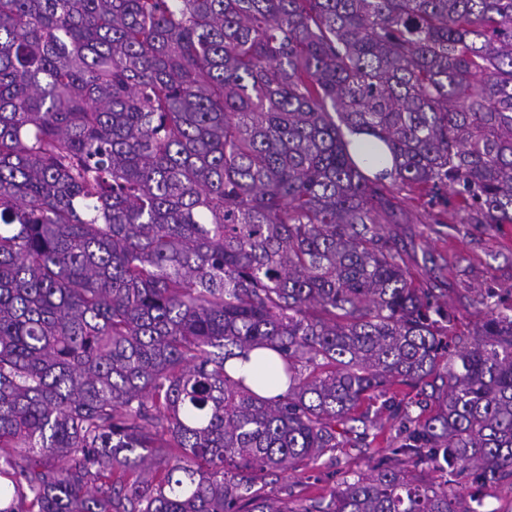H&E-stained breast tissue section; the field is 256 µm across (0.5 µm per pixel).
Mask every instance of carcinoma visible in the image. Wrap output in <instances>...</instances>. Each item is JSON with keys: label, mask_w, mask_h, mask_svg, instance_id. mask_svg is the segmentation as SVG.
Here are the masks:
<instances>
[{"label": "carcinoma", "mask_w": 512, "mask_h": 512, "mask_svg": "<svg viewBox=\"0 0 512 512\" xmlns=\"http://www.w3.org/2000/svg\"><path fill=\"white\" fill-rule=\"evenodd\" d=\"M408 199L512 224V0H0V512H482L512 306L458 327ZM395 385L387 463L271 495Z\"/></svg>", "instance_id": "1"}]
</instances>
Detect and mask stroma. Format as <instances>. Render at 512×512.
I'll return each mask as SVG.
<instances>
[{
	"label": "stroma",
	"mask_w": 512,
	"mask_h": 512,
	"mask_svg": "<svg viewBox=\"0 0 512 512\" xmlns=\"http://www.w3.org/2000/svg\"><path fill=\"white\" fill-rule=\"evenodd\" d=\"M405 224H387L383 231L408 249L407 262L422 278L438 277L446 284L445 300L462 327L475 328L482 314L473 300L480 291L496 292L503 304H512V224H461L451 215L434 223L427 208L411 200L406 204ZM385 436L370 451L341 448L335 457H322L318 467L306 473L276 471L269 476L273 495L285 498L298 512L312 498L329 495L352 473H370L377 460L386 455V438L396 425L382 417Z\"/></svg>",
	"instance_id": "obj_1"
}]
</instances>
